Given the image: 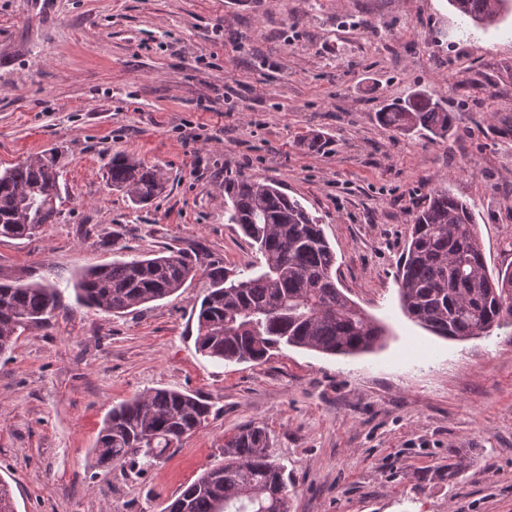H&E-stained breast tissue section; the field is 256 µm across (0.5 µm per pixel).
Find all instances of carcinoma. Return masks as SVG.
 Here are the masks:
<instances>
[{"label":"carcinoma","instance_id":"carcinoma-1","mask_svg":"<svg viewBox=\"0 0 512 512\" xmlns=\"http://www.w3.org/2000/svg\"><path fill=\"white\" fill-rule=\"evenodd\" d=\"M512 0H448L484 27L505 18ZM387 129L445 138L450 113L425 93L379 113ZM61 154L50 150L0 173V237L26 239L55 223L62 199ZM108 182L135 204L161 196L163 168L122 152L108 163ZM224 212L261 255L259 270L215 267L181 249L146 258L114 259L88 268L74 283L77 299L123 313L169 297L198 275L208 288L197 316V351L230 363L262 362L282 344L328 355H355L379 345L386 329L336 283V253L301 201L270 181L243 175L224 180ZM512 270L489 273L472 210L446 187L432 190L412 218L398 271L404 313L437 336L468 340L512 326ZM60 295L47 283H0V354L27 329L55 316ZM212 412L202 397L152 389L112 406L90 455L104 473L117 464L150 466L200 429ZM286 467L259 425L224 440V472L206 470L172 497L162 512H291Z\"/></svg>","mask_w":512,"mask_h":512}]
</instances>
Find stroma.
I'll list each match as a JSON object with an SVG mask.
<instances>
[{"mask_svg": "<svg viewBox=\"0 0 512 512\" xmlns=\"http://www.w3.org/2000/svg\"><path fill=\"white\" fill-rule=\"evenodd\" d=\"M417 92L450 112L447 138L379 122ZM49 149L67 189L56 222L0 238V279L61 292L50 324L0 355L17 512H161L250 423L287 467L291 512H512V326L437 337L396 282L412 214L442 183L472 208L489 270L512 267V13L484 29L448 0H0V171ZM119 151L163 167L166 192L136 205L112 190ZM238 174L320 220L382 347L210 360L194 344L200 276L122 315L76 301L74 274L116 245L256 262L224 216ZM153 388L201 394L212 414L141 473L93 468L112 405Z\"/></svg>", "mask_w": 512, "mask_h": 512, "instance_id": "35a3bbf8", "label": "stroma"}]
</instances>
